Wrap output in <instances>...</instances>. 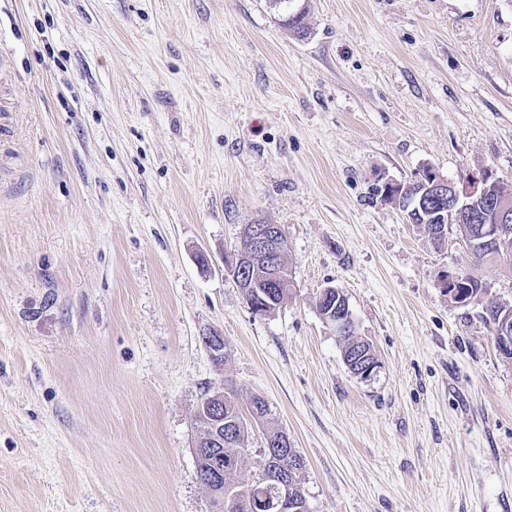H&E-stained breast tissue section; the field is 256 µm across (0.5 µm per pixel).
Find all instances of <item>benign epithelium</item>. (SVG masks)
<instances>
[{
	"label": "benign epithelium",
	"mask_w": 512,
	"mask_h": 512,
	"mask_svg": "<svg viewBox=\"0 0 512 512\" xmlns=\"http://www.w3.org/2000/svg\"><path fill=\"white\" fill-rule=\"evenodd\" d=\"M491 175L470 173L464 180L457 183L435 173L423 175L417 181L420 197L440 198L445 202L435 215L439 226L433 228V234L444 232V225L458 223L468 217L469 206L474 201L485 200L491 208V223L480 224L475 228V235L480 242L494 250H501L504 242L512 237V203L490 198L492 193ZM241 249L234 252L231 260L227 261L230 272L237 286L243 293L248 289L258 287L256 273L259 270L267 272V279L277 281L283 273L276 271L279 257L287 250V241L282 228L278 224H246L242 231ZM467 281V273L450 272L445 275V285L459 298L465 294L459 287ZM496 345L500 353L512 356V317L503 314L496 324ZM261 479L273 486L278 492V512H288V500L293 496L294 485L288 480V475L280 468L271 466L265 470ZM246 512H262L266 508L263 501L253 499L242 504L235 498L224 499L226 512H237L240 508Z\"/></svg>",
	"instance_id": "7a95c632"
}]
</instances>
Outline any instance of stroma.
Segmentation results:
<instances>
[{
	"mask_svg": "<svg viewBox=\"0 0 512 512\" xmlns=\"http://www.w3.org/2000/svg\"><path fill=\"white\" fill-rule=\"evenodd\" d=\"M0 0V512H213L204 393L254 397L310 512H512V359L482 315L512 264L439 248L378 192L425 169L512 190V0ZM281 225L293 289L252 310L225 263ZM484 292L462 306L442 277ZM344 291L379 361L318 308ZM218 331L226 361L202 341ZM272 7L282 11L284 26L295 36L304 37L307 35L305 24L308 11V0H269ZM467 273L461 272V271H455V272H448V274H445V285L448 289L452 290L455 295L459 297V299H462V303H468V300H464V298L472 297L473 299L477 298L478 295L483 293V289L481 286V283L470 274L469 276V286L468 291L466 293V296L464 293H462L459 290L460 286H463L465 282L467 281Z\"/></svg>",
	"mask_w": 512,
	"mask_h": 512,
	"instance_id": "stroma-1",
	"label": "stroma"
}]
</instances>
